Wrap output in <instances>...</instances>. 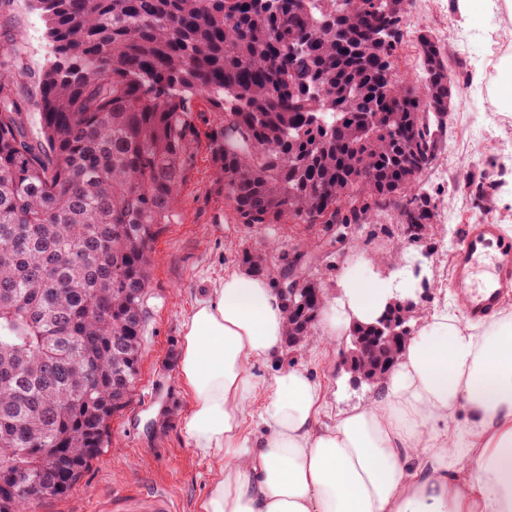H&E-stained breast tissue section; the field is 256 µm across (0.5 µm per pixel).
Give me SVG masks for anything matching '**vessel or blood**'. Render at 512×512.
I'll return each instance as SVG.
<instances>
[{
  "label": "vessel or blood",
  "mask_w": 512,
  "mask_h": 512,
  "mask_svg": "<svg viewBox=\"0 0 512 512\" xmlns=\"http://www.w3.org/2000/svg\"><path fill=\"white\" fill-rule=\"evenodd\" d=\"M452 286L465 298V312L478 321L497 310L512 291V239L493 224L470 230L459 249ZM134 512H175L165 491L149 489L133 501Z\"/></svg>",
  "instance_id": "b4317fda"
}]
</instances>
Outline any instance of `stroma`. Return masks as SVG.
I'll use <instances>...</instances> for the list:
<instances>
[{"label": "stroma", "instance_id": "1", "mask_svg": "<svg viewBox=\"0 0 512 512\" xmlns=\"http://www.w3.org/2000/svg\"><path fill=\"white\" fill-rule=\"evenodd\" d=\"M430 31L449 50L453 85L444 143L424 170L422 193L441 206L422 243L401 246L404 226L399 206L378 222L363 224L346 238L324 224H242L213 174L205 142L195 144L189 178L181 190L178 223L166 225L152 245L151 321L140 372L127 406L113 416L111 445L95 459L81 481L64 494L42 499L35 512H88L94 494L119 487L137 494L139 487L164 488L178 512H198L214 462L199 456L183 430L190 400L178 374L182 325L195 301L225 273L239 269L238 252L269 247L272 257L291 254V244H305L313 273L328 300H335L348 272L409 278L415 302L414 330L436 308L462 310L450 286L454 256L471 224L512 226V105L489 93L499 55L512 52V14L497 5L464 13L459 0H409L394 59L399 73H421L415 31ZM19 51L25 75L48 64L45 25L27 0H0V44ZM423 260L421 275L413 264ZM344 342L311 339L297 352L280 348L256 363L258 377L271 378L280 367L297 364L326 382L331 412L348 410L377 397L376 386L354 383L341 366Z\"/></svg>", "mask_w": 512, "mask_h": 512}]
</instances>
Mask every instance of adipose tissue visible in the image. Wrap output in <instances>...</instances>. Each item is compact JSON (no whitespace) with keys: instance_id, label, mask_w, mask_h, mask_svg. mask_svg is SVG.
<instances>
[{"instance_id":"adipose-tissue-1","label":"adipose tissue","mask_w":512,"mask_h":512,"mask_svg":"<svg viewBox=\"0 0 512 512\" xmlns=\"http://www.w3.org/2000/svg\"><path fill=\"white\" fill-rule=\"evenodd\" d=\"M393 278L346 276L320 333L338 340L401 296ZM282 299L225 274L183 324L185 433L214 460L200 512H512V309L434 311L377 399L318 421L326 387L300 366L259 380L285 336Z\"/></svg>"}]
</instances>
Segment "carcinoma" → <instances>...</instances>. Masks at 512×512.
Returning a JSON list of instances; mask_svg holds the SVG:
<instances>
[{
    "instance_id": "obj_1",
    "label": "carcinoma",
    "mask_w": 512,
    "mask_h": 512,
    "mask_svg": "<svg viewBox=\"0 0 512 512\" xmlns=\"http://www.w3.org/2000/svg\"><path fill=\"white\" fill-rule=\"evenodd\" d=\"M28 2L50 66L25 94L0 46V486L22 468L41 494L0 512L65 493L109 447L147 341L152 244L178 221L199 135L241 224H366L408 192L401 223L423 230L438 204L418 184L452 92L427 30L422 76L399 78L406 0ZM266 257L238 261L263 275ZM304 288L288 343L312 335L325 300Z\"/></svg>"
}]
</instances>
